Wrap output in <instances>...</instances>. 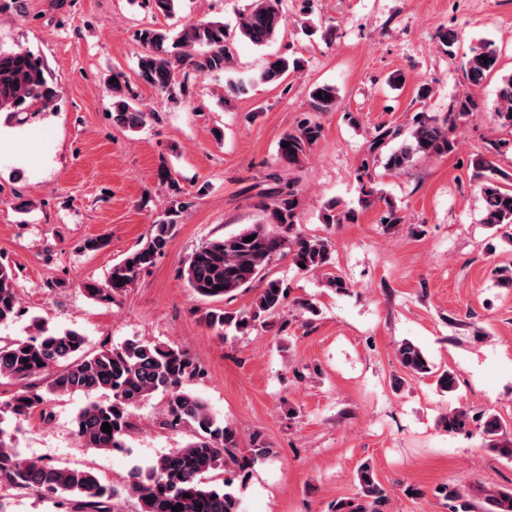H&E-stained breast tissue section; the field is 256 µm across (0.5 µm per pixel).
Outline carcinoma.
I'll use <instances>...</instances> for the list:
<instances>
[{
  "label": "carcinoma",
  "mask_w": 512,
  "mask_h": 512,
  "mask_svg": "<svg viewBox=\"0 0 512 512\" xmlns=\"http://www.w3.org/2000/svg\"><path fill=\"white\" fill-rule=\"evenodd\" d=\"M286 21L283 0H252L242 15L239 35L261 47L280 34ZM144 47L138 60L139 80L167 94L174 104L190 97L189 75L207 76L226 70L232 61L224 22L216 19L190 21L178 31L145 27L137 31ZM302 60L280 55L267 62L259 80L280 84L288 74L299 70ZM468 83L482 84L499 71V55L490 43L470 49L463 66ZM108 84L114 121L129 130L140 129L154 113L138 107L127 94V82L120 73H112ZM61 95L43 58L29 50L0 47V112L23 124L28 115L53 105ZM497 120L512 129V74L500 78ZM336 88L316 85L309 92L314 113L333 112L337 106ZM454 125L425 116L416 119L409 138L391 149L383 167L398 172L414 157L446 155L455 149ZM322 135L321 124L305 117L296 130L285 134L278 157L289 168L302 165L307 153ZM399 131H379L369 151L382 150L398 138ZM475 175L481 181L483 198L481 223L512 238V189L500 182L504 173L492 161L479 156L473 161ZM160 178L172 191V199L163 215L150 225L146 243L112 265L105 283L83 285L85 295L112 303L122 296L164 254L185 209L180 200L178 181L167 168ZM300 195L295 184L258 195L257 209L265 221L211 239L187 258L183 280L192 294L208 302L229 300L242 289L263 280L252 307L247 311L214 309L207 313L208 325L217 330L233 328L246 332L279 315L287 305V291L277 280H264L267 268L278 257H291L294 265L304 264L305 272H325L326 285L338 292L348 288L345 280L326 271L331 264L333 244L317 236L291 234L298 223ZM355 220L351 211L341 210L334 201L323 214L326 224H346ZM254 240L247 242L245 238ZM24 313L19 286L13 270L0 262V325H6ZM86 337L74 330L51 332L34 321V333L24 339L0 340V378L18 384L11 399L0 404V486L32 492L59 504L76 503L72 512H112V501L122 495L134 498L140 512H242L241 502L232 492L214 483L215 472L227 467L243 481L253 467L272 454V448L257 433L250 437L246 451L239 448L237 428L224 423L205 402L187 389L189 382L204 376V370L184 350L160 343L129 340L119 348L85 350ZM397 359L406 373L415 377L437 376V385L445 392L456 390L455 374L436 371L423 350L413 342H402ZM52 395L99 394L104 400L81 409L75 420V434L88 448L112 451L123 448L136 431L135 411L156 395L165 399L160 425L170 431L188 430L192 438L182 447L161 455L144 467L134 468L124 485L116 488L101 480L91 468L54 464L22 456L14 443V434L3 427L4 415L21 420L45 403L44 393ZM108 423L111 433L102 430ZM448 434L479 429L486 446L499 456L512 459V438L493 412L474 414L458 406L439 419ZM357 496L331 504L330 512H384L388 502L386 489L374 468L362 463L356 471ZM439 495L450 502L451 512H512V490H501L487 499V506L464 499L456 485H442Z\"/></svg>",
  "instance_id": "1"
}]
</instances>
